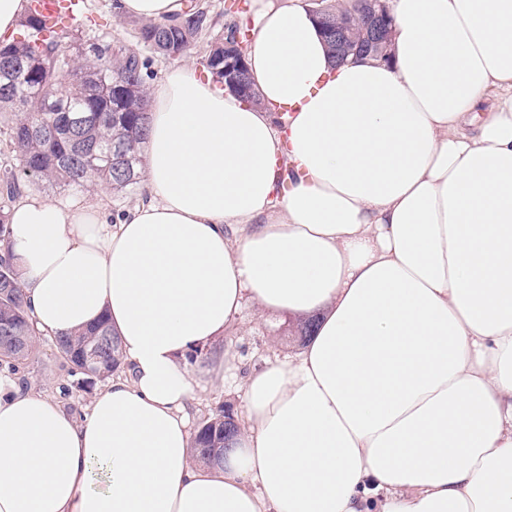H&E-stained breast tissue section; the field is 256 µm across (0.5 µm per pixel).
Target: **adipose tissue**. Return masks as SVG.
Here are the masks:
<instances>
[{
  "mask_svg": "<svg viewBox=\"0 0 512 512\" xmlns=\"http://www.w3.org/2000/svg\"><path fill=\"white\" fill-rule=\"evenodd\" d=\"M390 13L389 61L337 63L303 0H250L260 105L170 66L120 219L17 199L35 327L108 316L129 373L81 422L0 374V512H512V0ZM248 299L316 326L206 466L186 359Z\"/></svg>",
  "mask_w": 512,
  "mask_h": 512,
  "instance_id": "adipose-tissue-1",
  "label": "adipose tissue"
}]
</instances>
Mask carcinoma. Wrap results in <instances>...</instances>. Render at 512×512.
<instances>
[{"label": "carcinoma", "instance_id": "cac0c4a2", "mask_svg": "<svg viewBox=\"0 0 512 512\" xmlns=\"http://www.w3.org/2000/svg\"><path fill=\"white\" fill-rule=\"evenodd\" d=\"M213 22L200 6H189L170 21L134 24L135 44L102 42L84 30L65 26L41 38L42 21L27 10L20 21L25 33L0 41V112L12 113L9 143L17 164L0 168V243L10 237L9 209L20 193L19 177L65 189L104 187L126 193L141 184L142 154L149 124L147 62L140 49L167 59L185 56L197 36ZM238 23L225 25L204 56L207 71L224 79V41ZM59 94L56 111H48L42 90ZM104 337L96 378L112 375L121 365L119 338L108 319L73 334L55 337L71 371H82L83 343ZM36 346V332L20 283L14 255L0 252V366L14 370ZM238 432L232 414L219 410L194 436L197 459L224 461V429Z\"/></svg>", "mask_w": 512, "mask_h": 512}]
</instances>
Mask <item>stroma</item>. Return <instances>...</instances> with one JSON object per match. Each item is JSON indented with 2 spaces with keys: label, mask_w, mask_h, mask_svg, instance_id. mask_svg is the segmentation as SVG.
<instances>
[{
  "label": "stroma",
  "mask_w": 512,
  "mask_h": 512,
  "mask_svg": "<svg viewBox=\"0 0 512 512\" xmlns=\"http://www.w3.org/2000/svg\"><path fill=\"white\" fill-rule=\"evenodd\" d=\"M114 0H84L83 12L90 28L107 34L113 42L132 43L135 21L116 14ZM300 323L290 317L261 312L254 302H246L236 322L227 327L216 343L224 361L237 381L236 386L210 382L206 371L208 355H200L190 368L199 379L188 406L192 427H199L217 409L231 410L234 415L244 412V400L238 386L265 365L267 360L285 358L299 353L304 342L298 334ZM19 384L29 392L54 399L67 414L83 419L89 404L106 385L95 380L92 388L79 387L78 375L69 371L56 350L52 339L39 337L27 364L14 373Z\"/></svg>",
  "instance_id": "stroma-1"
}]
</instances>
